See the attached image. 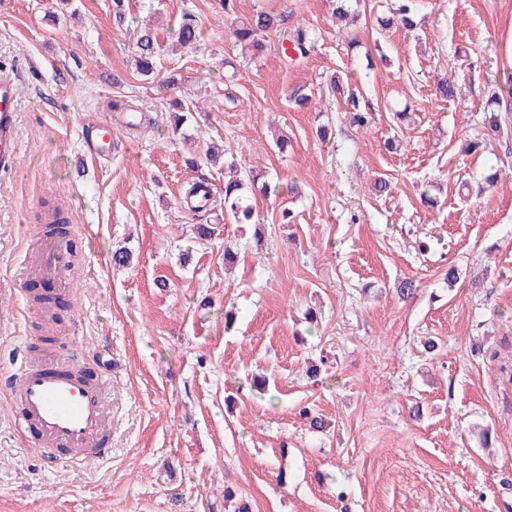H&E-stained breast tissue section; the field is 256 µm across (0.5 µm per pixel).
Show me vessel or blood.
<instances>
[{
  "label": "vessel or blood",
  "instance_id": "obj_1",
  "mask_svg": "<svg viewBox=\"0 0 512 512\" xmlns=\"http://www.w3.org/2000/svg\"><path fill=\"white\" fill-rule=\"evenodd\" d=\"M17 87L0 78V171L10 172L18 154ZM112 123L90 126L86 143L97 152L112 146ZM72 240L67 236L43 235L26 260L22 277L49 279L64 293H72L69 274ZM0 387L8 392L16 419L32 431L47 448V465L62 459L70 462L104 460L111 456L108 436L112 431V380L107 375L88 378L66 358L30 352L17 368L0 376Z\"/></svg>",
  "mask_w": 512,
  "mask_h": 512
}]
</instances>
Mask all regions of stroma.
<instances>
[{
    "label": "stroma",
    "instance_id": "obj_1",
    "mask_svg": "<svg viewBox=\"0 0 512 512\" xmlns=\"http://www.w3.org/2000/svg\"><path fill=\"white\" fill-rule=\"evenodd\" d=\"M392 2L361 0L344 25L327 0H235L230 16L221 0H124L164 43L184 14L199 22L195 48L147 80L113 0H0V78L19 99L18 162L0 174V372L40 333L22 265L56 206L81 234L53 345L112 371V455L85 464L47 466L0 388V512H512V112L499 134L483 124L512 74V0H420L411 31L380 27ZM261 9L311 34L307 57L285 62L273 31L259 51L236 43L232 19ZM345 73L368 127L332 92ZM113 99L144 126L96 157L83 132ZM212 143L280 181L254 223L182 208L188 181L224 186ZM119 247L130 266L113 265ZM405 278L414 300L393 288Z\"/></svg>",
    "mask_w": 512,
    "mask_h": 512
}]
</instances>
